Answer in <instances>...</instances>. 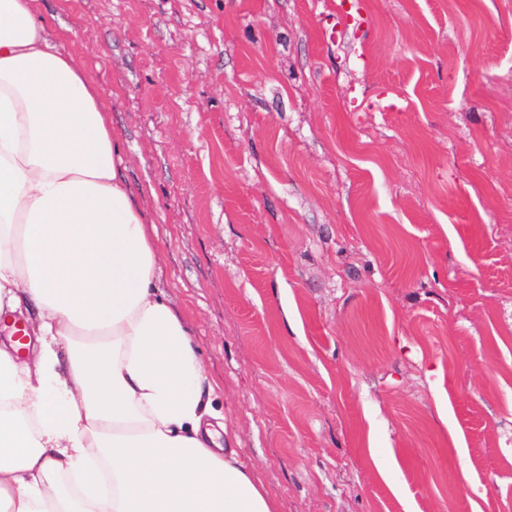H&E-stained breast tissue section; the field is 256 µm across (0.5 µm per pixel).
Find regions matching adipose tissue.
I'll return each instance as SVG.
<instances>
[{
    "label": "adipose tissue",
    "mask_w": 512,
    "mask_h": 512,
    "mask_svg": "<svg viewBox=\"0 0 512 512\" xmlns=\"http://www.w3.org/2000/svg\"><path fill=\"white\" fill-rule=\"evenodd\" d=\"M119 164L37 0H0V316L33 335L0 343V512H274Z\"/></svg>",
    "instance_id": "adipose-tissue-1"
}]
</instances>
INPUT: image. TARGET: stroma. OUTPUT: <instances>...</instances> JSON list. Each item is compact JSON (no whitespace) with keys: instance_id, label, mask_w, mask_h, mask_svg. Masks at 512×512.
<instances>
[{"instance_id":"stroma-1","label":"stroma","mask_w":512,"mask_h":512,"mask_svg":"<svg viewBox=\"0 0 512 512\" xmlns=\"http://www.w3.org/2000/svg\"><path fill=\"white\" fill-rule=\"evenodd\" d=\"M39 0L276 512H512V0Z\"/></svg>"}]
</instances>
